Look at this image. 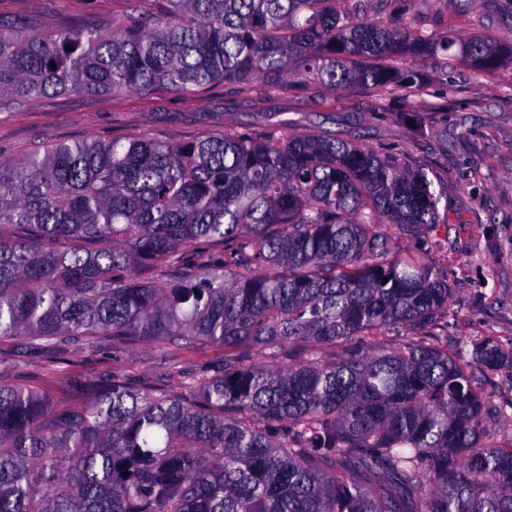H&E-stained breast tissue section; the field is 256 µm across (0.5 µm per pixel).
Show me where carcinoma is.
<instances>
[{"mask_svg":"<svg viewBox=\"0 0 512 512\" xmlns=\"http://www.w3.org/2000/svg\"><path fill=\"white\" fill-rule=\"evenodd\" d=\"M154 2L0 20V101L222 84L232 109L326 85L410 105L422 64L512 62L493 31L442 25L449 0ZM446 223L430 172L285 123L0 156V342L147 346L184 378L70 376L56 400L0 379V512H512V442L488 422L512 402L474 377L512 343L448 349V279L397 247ZM205 347L224 354L179 365Z\"/></svg>","mask_w":512,"mask_h":512,"instance_id":"carcinoma-1","label":"carcinoma"}]
</instances>
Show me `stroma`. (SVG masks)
<instances>
[{"instance_id":"1","label":"stroma","mask_w":512,"mask_h":512,"mask_svg":"<svg viewBox=\"0 0 512 512\" xmlns=\"http://www.w3.org/2000/svg\"><path fill=\"white\" fill-rule=\"evenodd\" d=\"M128 0H0V18L39 16L54 30L74 19L109 20L122 15ZM448 26L462 37L493 27L512 45V17L501 0H479L471 13L448 10ZM428 93L405 112L390 98L356 87L295 90L269 95L253 88L234 111L224 109V89L193 95L163 88L121 94L56 96L19 108L0 109V152L20 158L43 142L89 136H145L181 142L206 132L242 127L260 133L279 121L294 131L359 138L369 146L399 154L412 170L432 172L448 198V221L428 234L430 253L448 278V342L474 336L512 341V64L490 82L472 66L453 64L448 72L424 69ZM431 134L422 137L420 125ZM0 364L9 381L38 380L55 394L60 386L50 358L5 343ZM67 374L99 378L121 371L134 380L167 382L158 355L147 347L71 350Z\"/></svg>"}]
</instances>
